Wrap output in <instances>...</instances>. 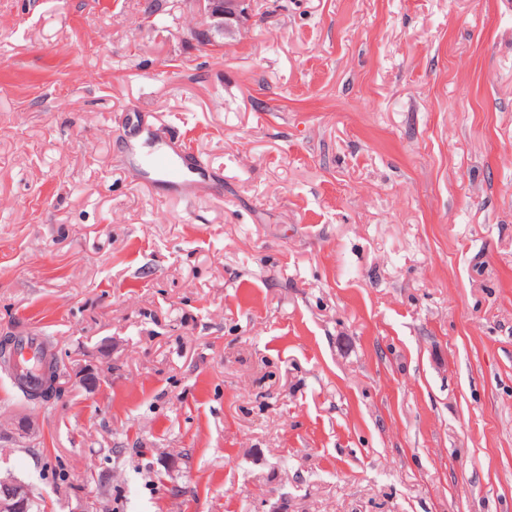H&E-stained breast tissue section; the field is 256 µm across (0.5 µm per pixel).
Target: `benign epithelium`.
<instances>
[{"instance_id": "1", "label": "benign epithelium", "mask_w": 512, "mask_h": 512, "mask_svg": "<svg viewBox=\"0 0 512 512\" xmlns=\"http://www.w3.org/2000/svg\"><path fill=\"white\" fill-rule=\"evenodd\" d=\"M202 18L191 35L202 45L229 46L250 32L254 0H193ZM31 488L20 481L0 486V512H28Z\"/></svg>"}]
</instances>
